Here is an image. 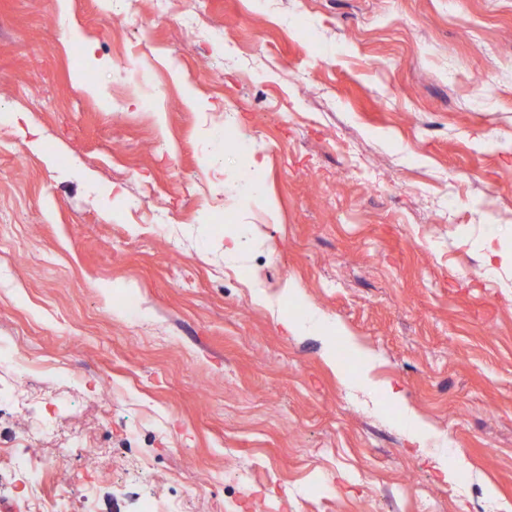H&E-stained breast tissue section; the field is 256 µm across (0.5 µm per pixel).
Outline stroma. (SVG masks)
Wrapping results in <instances>:
<instances>
[{"label": "stroma", "mask_w": 512, "mask_h": 512, "mask_svg": "<svg viewBox=\"0 0 512 512\" xmlns=\"http://www.w3.org/2000/svg\"><path fill=\"white\" fill-rule=\"evenodd\" d=\"M491 235L512 247V0H0V391L31 366L0 401V512H29L15 459L82 439L98 453L44 475L48 512H505ZM255 275L341 336L284 335ZM362 345L462 479L351 386Z\"/></svg>", "instance_id": "stroma-1"}]
</instances>
